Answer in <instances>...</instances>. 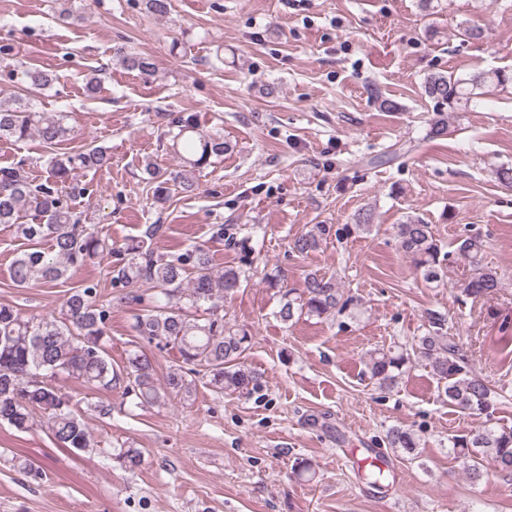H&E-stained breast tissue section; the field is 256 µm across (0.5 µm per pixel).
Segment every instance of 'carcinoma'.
<instances>
[{
    "label": "carcinoma",
    "mask_w": 512,
    "mask_h": 512,
    "mask_svg": "<svg viewBox=\"0 0 512 512\" xmlns=\"http://www.w3.org/2000/svg\"><path fill=\"white\" fill-rule=\"evenodd\" d=\"M124 66L149 75L154 69L151 58L124 48L117 49ZM29 87L26 97L5 105L0 103V140L23 142L33 136L52 149L66 139L70 128L67 115L54 117L35 110V93L51 85L56 77L41 69L25 72ZM489 84L512 85V71L495 69L467 77L451 72H432L422 83L424 94L436 102L438 111L463 112ZM172 134L173 146L181 150L185 166L195 169L210 158L220 157L229 145L217 133H205L192 118H181ZM111 156L99 146L90 145L73 155L54 156L49 175L35 182L26 175L23 162L0 167V225L10 224L27 241L12 262L16 286L58 282L71 269L98 258L115 257L110 270L111 284L122 288L120 303L140 304L138 288L148 285L155 294L150 304L135 314L134 328L149 343L176 351V362L158 383L151 358L141 349L127 352L123 365L112 363L109 354L108 324L112 303L98 297V284L74 288L64 298L58 311L45 316H27L17 307L0 305V423L17 431L32 426L33 412L44 413L56 443L62 448L85 452L93 447L79 406L102 416L112 415V405L91 403L75 398L45 379L66 375L108 391L121 390L135 406L155 405L168 395L188 394L201 377L216 394L247 393L257 385L255 373L243 365L253 336L249 329L226 320L224 300L247 287L249 269L227 265L216 273L199 246L172 256L154 254L147 238L156 225L149 226L142 239H133L114 248L104 238L88 231L81 216L71 208V196L86 188L68 187L72 171L99 169L110 164ZM156 183L155 197L166 199L167 184L174 181L187 193L194 182L183 172L150 171ZM400 249L411 259L427 282L441 278L442 245L428 224L412 218L397 225ZM319 245L318 236L308 231L296 237L292 249L307 254ZM485 248L478 236L465 238L458 251L471 259L476 273L464 284L462 295L475 300L496 293L501 287L497 271L480 265ZM276 312L281 322L289 324L303 316L328 317L347 305L330 278L310 274L304 288L291 295ZM432 330L418 337L411 349H374L370 353L371 379L381 388L393 387L412 363L422 362L441 384L448 405L462 412L491 415L498 394L467 359L459 354L454 337L443 332L444 320L431 321ZM391 448L411 453L419 447V438L410 429L393 428L387 435ZM448 448L468 460L467 470L480 478L486 466L497 472L512 473V428L487 420L461 436L448 439ZM113 460L132 470L143 461L138 448H115Z\"/></svg>",
    "instance_id": "obj_1"
}]
</instances>
